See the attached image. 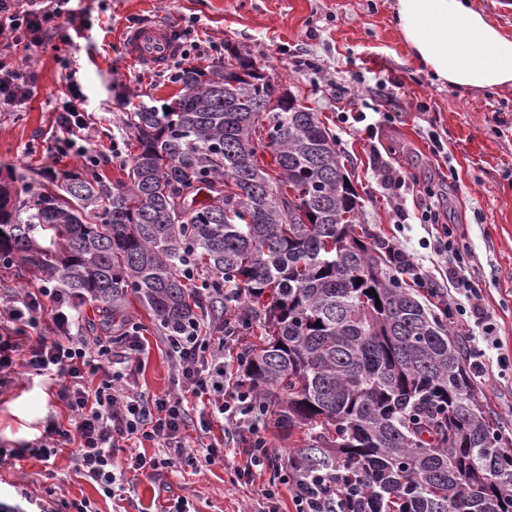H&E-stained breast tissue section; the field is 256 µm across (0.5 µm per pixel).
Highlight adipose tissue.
<instances>
[{"mask_svg":"<svg viewBox=\"0 0 512 512\" xmlns=\"http://www.w3.org/2000/svg\"><path fill=\"white\" fill-rule=\"evenodd\" d=\"M395 23L420 69L464 90L512 87V35L471 0H397Z\"/></svg>","mask_w":512,"mask_h":512,"instance_id":"1","label":"adipose tissue"}]
</instances>
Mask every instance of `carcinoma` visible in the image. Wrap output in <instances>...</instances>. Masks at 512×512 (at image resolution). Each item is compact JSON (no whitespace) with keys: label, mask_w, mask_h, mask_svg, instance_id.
Here are the masks:
<instances>
[{"label":"carcinoma","mask_w":512,"mask_h":512,"mask_svg":"<svg viewBox=\"0 0 512 512\" xmlns=\"http://www.w3.org/2000/svg\"><path fill=\"white\" fill-rule=\"evenodd\" d=\"M177 83L167 106L127 113L122 184L82 163L19 205L0 180V267L110 319L133 296L170 336L201 313L259 323L245 380L275 427L302 432L296 476L362 489L345 512H512V448L476 398L466 341L443 295L359 223L326 123L242 53ZM202 266L207 296L187 287Z\"/></svg>","instance_id":"cac0c4a2"}]
</instances>
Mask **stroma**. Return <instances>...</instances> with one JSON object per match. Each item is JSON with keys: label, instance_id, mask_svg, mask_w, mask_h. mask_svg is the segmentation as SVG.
Here are the masks:
<instances>
[{"label": "stroma", "instance_id": "obj_1", "mask_svg": "<svg viewBox=\"0 0 512 512\" xmlns=\"http://www.w3.org/2000/svg\"><path fill=\"white\" fill-rule=\"evenodd\" d=\"M396 0H79L92 22L80 38L61 49H25L38 75V96L23 112H0V166L36 181L48 171L64 172L73 157L54 158L48 148L57 129L56 102L66 96V69L73 68L88 97L89 133L98 150L128 136L125 118L139 103L161 106L180 89L167 70L131 62L124 33L157 21L174 31L190 29L196 47L191 63L214 60L210 46L249 54L258 68L282 82L318 112L336 136L352 184L361 200V221L406 250L431 273L435 287L447 288L446 265L433 248L449 231L467 256L495 334L512 358V87L459 90L417 72L393 24ZM365 99L375 136L362 125L342 122L350 93ZM442 152H434V143ZM388 165L405 185L387 190L379 175ZM434 195L437 224L421 219L425 192ZM129 320L140 328L144 348L133 366L144 396L179 394L165 333L138 300ZM478 401L512 436V365L490 362L475 378ZM198 411L185 431L188 445L221 443L237 448L176 473L153 476L126 472L122 491L105 496L80 475L72 449L55 458L0 459V512H69L86 501L91 512H166L170 502L187 501L191 512H295L287 485L274 483L264 468L254 484L237 482L252 437L224 433L222 417L201 432ZM66 422L68 412L40 380L16 369L0 384V448H20L39 436L47 420ZM274 483L273 501L256 493Z\"/></svg>", "mask_w": 512, "mask_h": 512}]
</instances>
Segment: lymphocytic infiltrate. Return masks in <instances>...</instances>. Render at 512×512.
I'll return each instance as SVG.
<instances>
[{
  "mask_svg": "<svg viewBox=\"0 0 512 512\" xmlns=\"http://www.w3.org/2000/svg\"><path fill=\"white\" fill-rule=\"evenodd\" d=\"M70 2L0 0V35L8 37L7 42H0V112L21 111L37 94L29 59L9 62L12 47L43 48L52 42L66 45L73 33L90 28L87 15ZM66 82L67 97L56 106L59 132L52 154L81 157L95 165L120 157L122 149L115 140L108 152L92 148L85 118L87 98L74 73H67ZM435 248L448 261L456 313L482 326V343L470 348L469 354L475 372L483 373L489 351L499 347L493 317L474 288L466 256L451 233L439 237ZM76 310V301L63 289L44 284L27 289L19 304L0 310V380L15 367H23L29 376L57 383V396L70 412L67 424L48 421L43 433L29 444L28 453L47 461L63 448L76 447L77 468L107 495L114 492L119 469L174 472L217 455L219 447L213 443L200 450L186 445L183 431L190 409L184 398L166 394L148 399L138 393L129 374L112 367L111 338L79 333ZM44 315L50 319L53 335L38 331ZM234 339L235 333L229 329L212 336L210 328L199 321L188 323L179 335L167 339L169 355L186 391L206 399L215 414L255 409L249 391L224 385V347ZM131 441H158L165 452L153 457L135 453L117 463L118 449Z\"/></svg>",
  "mask_w": 512,
  "mask_h": 512,
  "instance_id": "lymphocytic-infiltrate-1",
  "label": "lymphocytic infiltrate"
}]
</instances>
